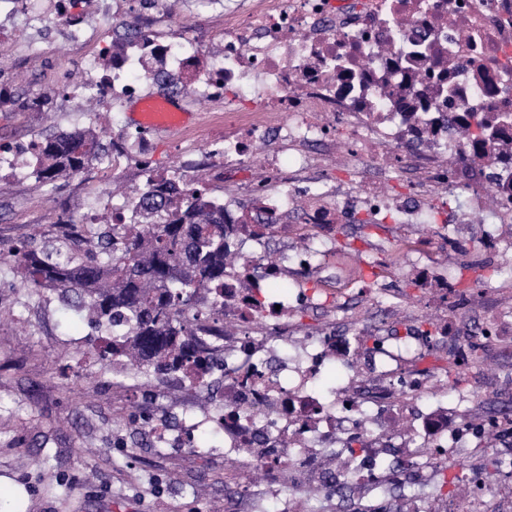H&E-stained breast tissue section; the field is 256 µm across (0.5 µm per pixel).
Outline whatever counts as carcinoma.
Listing matches in <instances>:
<instances>
[{
    "label": "carcinoma",
    "mask_w": 512,
    "mask_h": 512,
    "mask_svg": "<svg viewBox=\"0 0 512 512\" xmlns=\"http://www.w3.org/2000/svg\"><path fill=\"white\" fill-rule=\"evenodd\" d=\"M41 148L37 177L47 184L107 151L101 136L83 130L49 136ZM208 193L202 183L186 193L152 189L139 200L138 221L96 235L93 256L72 255L64 239L54 253L23 249L10 271L35 288L59 290L105 328L113 369L126 359L141 370L204 375L213 368L217 342L182 324L178 313L198 306L197 289L224 287L225 268L239 262L227 246L237 225L224 223V211L207 207Z\"/></svg>",
    "instance_id": "1"
}]
</instances>
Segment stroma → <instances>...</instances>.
<instances>
[{
    "mask_svg": "<svg viewBox=\"0 0 512 512\" xmlns=\"http://www.w3.org/2000/svg\"><path fill=\"white\" fill-rule=\"evenodd\" d=\"M223 30L224 7L216 0H168L156 34L165 41L194 40L213 55L223 48ZM82 67V53L60 32L24 31L7 41L0 85L15 99L0 110V147L76 127L94 130L102 115L110 136H120L131 124L128 113L68 95L67 82ZM36 98L43 104L35 109ZM185 145L209 157L208 126L194 119L185 136L156 137L153 168L178 166ZM101 189L91 174L47 185L0 171V254L54 242L62 218H79ZM414 234V225L386 224L368 248L375 258L398 257L382 281L397 298L392 312L362 303L351 290L348 265L335 253L308 268L328 303L298 310L294 330L315 331L332 321L338 334L363 340L405 335L428 316L457 322L466 332L494 321L499 305L493 294L512 292V240L468 254L485 277L477 285L460 283L467 295L462 301L441 286L449 275L447 251H433L424 271L400 252L401 240ZM104 340L99 327L67 309L56 291L0 274V512H269L270 502L241 497V486L259 489L265 477L230 465L221 434L202 433L205 446L195 451L156 444L153 419L163 416L175 425L197 415V396L161 376L145 385L131 372L117 377L111 363L84 357L86 347ZM507 346L503 340L484 351L497 370L481 377L485 406L512 409V392L495 386L497 376L512 374Z\"/></svg>",
    "mask_w": 512,
    "mask_h": 512,
    "instance_id": "35a3bbf8",
    "label": "stroma"
}]
</instances>
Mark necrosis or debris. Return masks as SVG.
Segmentation results:
<instances>
[{
	"instance_id": "necrosis-or-debris-1",
	"label": "necrosis or debris",
	"mask_w": 512,
	"mask_h": 512,
	"mask_svg": "<svg viewBox=\"0 0 512 512\" xmlns=\"http://www.w3.org/2000/svg\"><path fill=\"white\" fill-rule=\"evenodd\" d=\"M167 0H57L53 19L27 16L26 28L66 30L85 49L74 93L121 111L164 100L175 74L197 103L220 104L224 140L213 172L234 182L249 171L252 212L281 224L289 212L324 256L346 213L375 224H480L491 241L512 224V0H236L224 10L221 56L202 59L191 42L166 43L152 30ZM142 34L110 72L100 59L113 17ZM475 114L482 130L465 126ZM350 177L329 174L333 160ZM404 178L408 193L387 191ZM463 197L457 210L449 199ZM316 296L266 281L245 287L224 277L210 315L184 312L198 332L237 321L224 343L223 380L206 423L224 434V453L266 475L265 494L284 512H338L343 490L359 487L370 512H434L443 473L466 486L448 512H512V416L457 419L475 390L447 386L421 366L409 343L377 339L361 371L354 340L324 328L299 335L288 322ZM335 362L339 384L321 377ZM489 456L499 481L488 489L473 456ZM288 469V489L278 483Z\"/></svg>"
}]
</instances>
